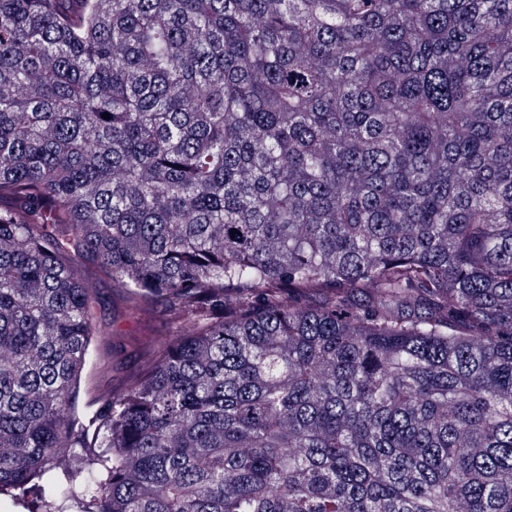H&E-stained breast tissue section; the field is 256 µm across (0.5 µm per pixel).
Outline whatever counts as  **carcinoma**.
I'll list each match as a JSON object with an SVG mask.
<instances>
[{"label": "carcinoma", "mask_w": 512, "mask_h": 512, "mask_svg": "<svg viewBox=\"0 0 512 512\" xmlns=\"http://www.w3.org/2000/svg\"><path fill=\"white\" fill-rule=\"evenodd\" d=\"M72 247L203 317L97 415L110 458ZM35 480L512 512V0H0V493Z\"/></svg>", "instance_id": "cac0c4a2"}]
</instances>
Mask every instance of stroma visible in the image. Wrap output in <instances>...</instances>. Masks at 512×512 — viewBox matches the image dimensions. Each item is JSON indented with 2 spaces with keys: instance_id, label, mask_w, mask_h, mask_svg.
Instances as JSON below:
<instances>
[{
  "instance_id": "1",
  "label": "stroma",
  "mask_w": 512,
  "mask_h": 512,
  "mask_svg": "<svg viewBox=\"0 0 512 512\" xmlns=\"http://www.w3.org/2000/svg\"><path fill=\"white\" fill-rule=\"evenodd\" d=\"M78 267L94 286L90 310L95 334L76 396L79 415L89 417L123 395L154 356L192 329L198 318L160 298L130 299L128 289L99 267L83 261Z\"/></svg>"
}]
</instances>
